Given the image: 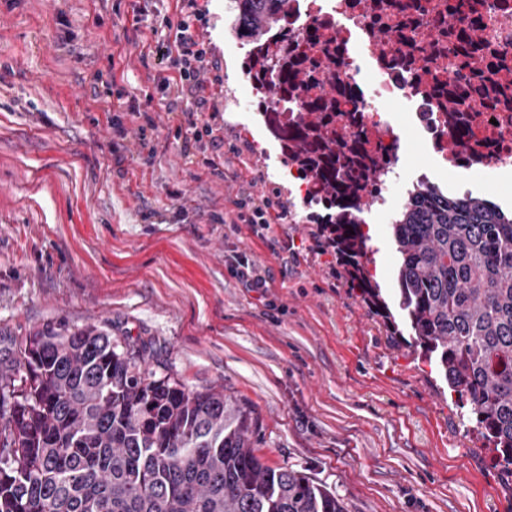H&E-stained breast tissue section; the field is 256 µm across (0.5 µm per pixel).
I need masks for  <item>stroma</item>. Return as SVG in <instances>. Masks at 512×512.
<instances>
[{"instance_id":"35a3bbf8","label":"stroma","mask_w":512,"mask_h":512,"mask_svg":"<svg viewBox=\"0 0 512 512\" xmlns=\"http://www.w3.org/2000/svg\"><path fill=\"white\" fill-rule=\"evenodd\" d=\"M231 6L208 4L224 74L219 143L187 153L175 130L191 104L158 86L155 37L133 21L144 7L178 22L173 0H0V368L38 330L94 323L145 346L157 373L223 389L255 418L266 465L304 472L347 512H512V481L436 366L372 315L301 219ZM120 91L146 116L104 111ZM399 166L385 212L366 215L370 269L391 305V213L415 167L453 183L410 136ZM247 194L280 202L285 223L253 233L238 220ZM283 237L296 256L279 250ZM237 256L266 291L242 287ZM233 274L245 288H268L265 277L260 275L247 258L236 257L231 263Z\"/></svg>"}]
</instances>
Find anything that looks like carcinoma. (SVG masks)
Listing matches in <instances>:
<instances>
[{
  "instance_id": "obj_1",
  "label": "carcinoma",
  "mask_w": 512,
  "mask_h": 512,
  "mask_svg": "<svg viewBox=\"0 0 512 512\" xmlns=\"http://www.w3.org/2000/svg\"><path fill=\"white\" fill-rule=\"evenodd\" d=\"M290 6L236 0L247 73L265 90L269 131L314 180L313 200L328 210L320 232L349 287L396 329L367 266L369 233L355 219L374 202L366 173L383 176L384 161L336 130L323 89L290 118L274 111L314 84L280 33ZM463 8L448 6L464 24L448 48L455 60L480 48ZM434 91L452 112L468 97L440 80ZM389 228L401 320L512 477V212L421 184ZM254 426L224 390L157 376L95 325L45 327L0 369V512H347L307 474L265 465Z\"/></svg>"
}]
</instances>
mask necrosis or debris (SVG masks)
I'll return each instance as SVG.
<instances>
[{
	"label": "necrosis or debris",
	"instance_id": "4bbe7bcc",
	"mask_svg": "<svg viewBox=\"0 0 512 512\" xmlns=\"http://www.w3.org/2000/svg\"><path fill=\"white\" fill-rule=\"evenodd\" d=\"M448 0H293L283 22L297 53L317 64L318 77L332 75L333 100L347 113L345 130L364 149L395 168L404 132L413 129L423 151L445 167L475 172L512 168V97L475 93L477 74L512 85V0H475L482 20L479 50L466 65L447 57L424 63L419 48L454 41L459 24ZM370 51L377 79L372 92L361 87L362 66L355 45ZM468 89L462 112H450L433 92L434 79ZM405 99L413 110L404 123L388 115L393 100ZM468 138H460V126Z\"/></svg>",
	"mask_w": 512,
	"mask_h": 512
}]
</instances>
